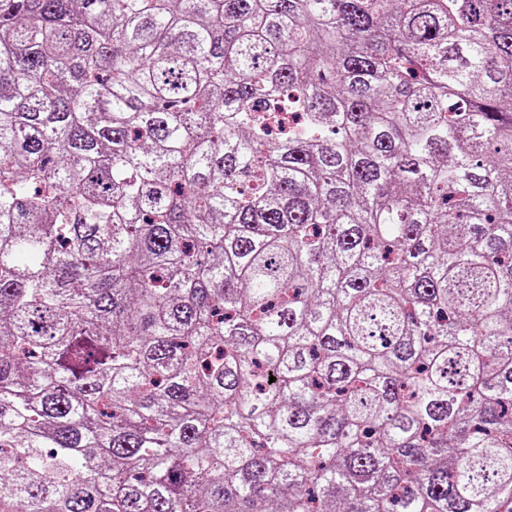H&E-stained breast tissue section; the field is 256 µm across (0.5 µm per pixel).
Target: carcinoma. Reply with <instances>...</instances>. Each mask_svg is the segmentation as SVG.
<instances>
[{"label": "carcinoma", "instance_id": "cac0c4a2", "mask_svg": "<svg viewBox=\"0 0 512 512\" xmlns=\"http://www.w3.org/2000/svg\"><path fill=\"white\" fill-rule=\"evenodd\" d=\"M0 512H512V0H0Z\"/></svg>", "mask_w": 512, "mask_h": 512}]
</instances>
